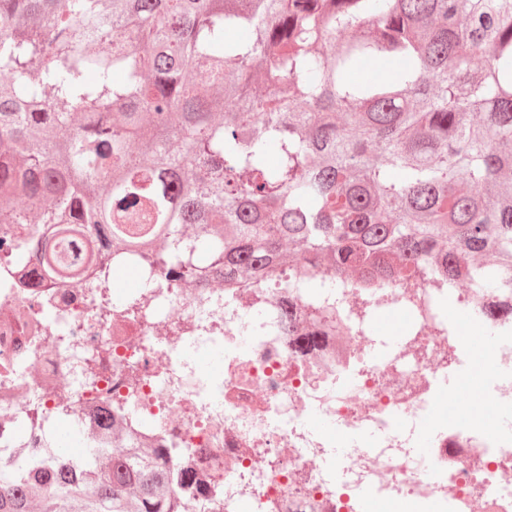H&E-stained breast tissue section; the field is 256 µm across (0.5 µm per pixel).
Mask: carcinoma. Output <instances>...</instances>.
<instances>
[{
    "label": "carcinoma",
    "instance_id": "obj_1",
    "mask_svg": "<svg viewBox=\"0 0 512 512\" xmlns=\"http://www.w3.org/2000/svg\"><path fill=\"white\" fill-rule=\"evenodd\" d=\"M3 224L47 233L0 261L93 302L127 262L142 288L429 276L512 294V0H0ZM122 417L74 428L77 456L7 455L0 512L224 503ZM53 424L37 407L17 440Z\"/></svg>",
    "mask_w": 512,
    "mask_h": 512
}]
</instances>
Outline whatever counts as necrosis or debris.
<instances>
[{"label": "necrosis or debris", "mask_w": 512, "mask_h": 512, "mask_svg": "<svg viewBox=\"0 0 512 512\" xmlns=\"http://www.w3.org/2000/svg\"><path fill=\"white\" fill-rule=\"evenodd\" d=\"M138 322L102 320L80 288L36 281L0 267V446L16 447L13 424L34 406L89 426L107 400L125 404L129 426L162 444L181 442L180 463L224 488V512H366L411 502L417 512H512V440L468 412H436V381L458 371V323L476 322L499 296L456 291L440 310L432 281L345 288L339 328L312 352L296 348L284 307L303 294L263 288H150ZM397 307L411 325L386 355L374 353L363 316ZM495 342L483 401L512 407V322L487 324ZM224 352L218 380L196 354ZM96 363V390L86 385ZM335 425L312 428L310 417ZM427 450L416 446L427 418ZM345 434V446L336 443Z\"/></svg>", "instance_id": "4bbe7bcc"}]
</instances>
